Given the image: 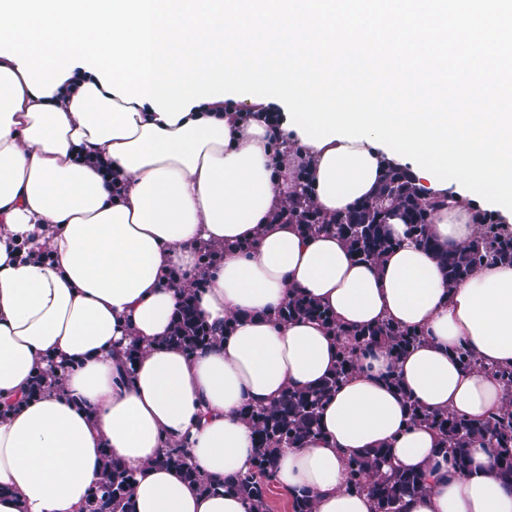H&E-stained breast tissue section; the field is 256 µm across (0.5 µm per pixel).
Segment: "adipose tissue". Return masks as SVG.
<instances>
[{
	"label": "adipose tissue",
	"instance_id": "1",
	"mask_svg": "<svg viewBox=\"0 0 512 512\" xmlns=\"http://www.w3.org/2000/svg\"><path fill=\"white\" fill-rule=\"evenodd\" d=\"M283 112L220 100L170 125L81 67L35 96L0 56V512H81L108 458L133 476L132 512H249L224 490L254 465L248 410L336 369L338 343L321 321L280 319L298 295L349 330L390 320L425 336L402 356L378 345L359 358L316 434L281 449L274 483L307 491L312 512H375L368 495L347 491L345 462L386 448L426 482L400 512H512L497 448L475 444L467 470L449 472L437 433L410 424L407 408L413 400L472 421L501 410L495 369L512 365V266L452 286L399 217L375 262L334 233L274 220L303 182L329 216L374 197L388 162L365 141L304 143L272 123ZM276 140L299 150L273 157ZM428 194L445 201L433 238L462 249L480 230L481 204L451 187ZM207 248L219 254L202 271ZM187 297L213 331L191 354L170 340ZM462 343L480 368L456 361ZM171 448L185 450L209 490L158 465Z\"/></svg>",
	"mask_w": 512,
	"mask_h": 512
}]
</instances>
